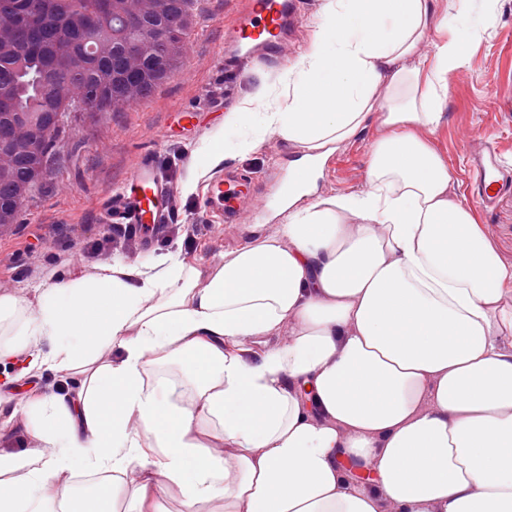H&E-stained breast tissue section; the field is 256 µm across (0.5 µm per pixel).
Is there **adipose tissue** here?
<instances>
[{"label":"adipose tissue","mask_w":512,"mask_h":512,"mask_svg":"<svg viewBox=\"0 0 512 512\" xmlns=\"http://www.w3.org/2000/svg\"><path fill=\"white\" fill-rule=\"evenodd\" d=\"M436 4L324 0L283 100L259 83L183 185L269 133L323 157L380 111L367 193L292 210L279 236L203 268L115 260L38 284L32 307L0 294V362L79 377L75 397L24 406L39 446L0 453V512H57L79 471L96 478L92 512H512V269L415 132L440 124L468 62L466 4L441 19ZM285 324L287 346L235 351Z\"/></svg>","instance_id":"adipose-tissue-1"}]
</instances>
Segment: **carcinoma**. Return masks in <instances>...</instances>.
<instances>
[{
	"label": "carcinoma",
	"mask_w": 512,
	"mask_h": 512,
	"mask_svg": "<svg viewBox=\"0 0 512 512\" xmlns=\"http://www.w3.org/2000/svg\"><path fill=\"white\" fill-rule=\"evenodd\" d=\"M191 0H0V232L70 112H119L184 53Z\"/></svg>",
	"instance_id": "carcinoma-1"
}]
</instances>
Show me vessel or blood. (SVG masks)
Returning a JSON list of instances; mask_svg holds the SVG:
<instances>
[{
  "label": "vessel or blood",
  "mask_w": 512,
  "mask_h": 512,
  "mask_svg": "<svg viewBox=\"0 0 512 512\" xmlns=\"http://www.w3.org/2000/svg\"><path fill=\"white\" fill-rule=\"evenodd\" d=\"M302 0H245L238 20L224 31L219 61L225 74H239L244 63L261 57L285 55L288 40L301 19ZM476 180L471 193L483 206H493L498 197L512 191V167L503 164L486 145L468 154ZM170 187L152 156H140L123 190L111 200L107 217L111 224L129 230L140 245H148L163 224L170 221ZM211 196L228 224L251 219L267 205L251 197L246 182L215 177Z\"/></svg>",
  "instance_id": "1"
}]
</instances>
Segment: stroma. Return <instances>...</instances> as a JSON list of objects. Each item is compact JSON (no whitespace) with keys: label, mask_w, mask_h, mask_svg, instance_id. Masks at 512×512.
<instances>
[{"label":"stroma","mask_w":512,"mask_h":512,"mask_svg":"<svg viewBox=\"0 0 512 512\" xmlns=\"http://www.w3.org/2000/svg\"><path fill=\"white\" fill-rule=\"evenodd\" d=\"M241 0H193L192 23L186 49L170 77L152 92L119 112L71 113L65 132L56 143L49 174L24 201L18 224L0 235V292L35 304V285L59 278H78L95 272L101 263L119 258L127 262L177 251L187 261L203 266L250 241L279 234L278 210L256 215L251 222L229 225L221 214L208 213L206 194L185 196L182 184L189 175L191 151L200 146L258 81L276 83L281 63L253 62L243 75L225 80L218 53L224 29L232 25ZM479 35L468 45L467 65L448 78L443 117L434 133L418 128L419 136L448 164L452 196L478 217L502 262L512 267V193L483 209L466 197L471 173L465 164V132L484 136L512 165V0H494L484 10L481 0L472 8ZM193 109L199 126L193 136L174 127L178 112ZM381 113H372L359 133L334 153L312 188L313 200L358 194L367 188L371 148L383 134ZM154 155L170 181L177 204L173 221L194 228L192 238H160L151 253H139L134 238L119 239L97 258H83V249L109 233L106 206L128 179L137 157ZM302 158L300 149L277 135H265L255 151L226 160L223 171L253 179L257 195L268 194L277 178L290 175ZM24 358L0 364V414L10 424L0 429V452L20 453L35 439L23 404L43 392L74 394L71 370L24 374Z\"/></svg>","instance_id":"1"}]
</instances>
